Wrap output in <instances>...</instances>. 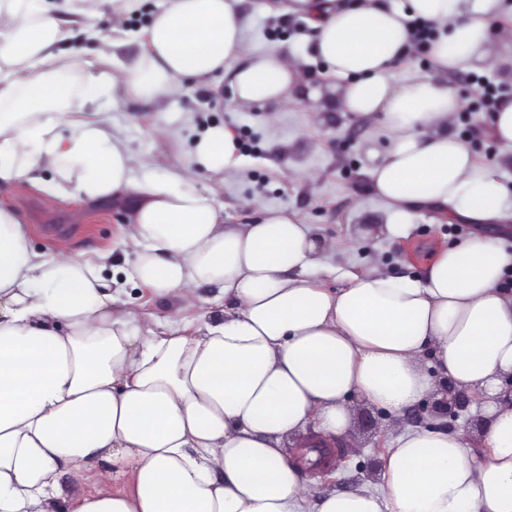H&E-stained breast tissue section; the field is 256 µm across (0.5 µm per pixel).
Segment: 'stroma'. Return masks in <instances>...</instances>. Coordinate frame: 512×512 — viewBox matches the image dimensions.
<instances>
[{
  "instance_id": "35a3bbf8",
  "label": "stroma",
  "mask_w": 512,
  "mask_h": 512,
  "mask_svg": "<svg viewBox=\"0 0 512 512\" xmlns=\"http://www.w3.org/2000/svg\"><path fill=\"white\" fill-rule=\"evenodd\" d=\"M268 2L245 0L243 4L252 16L249 44L261 50L280 43L289 58L304 60L309 83L296 93L292 104L235 105L231 84L224 80L194 86L188 94L160 107L140 100L114 104L108 109L113 122L125 129L137 153L153 158L150 172L154 175L175 161L181 148L191 147L193 130L224 125L240 145V165L223 179L206 177L202 183L216 188L225 223L253 224L265 210L283 209L314 225L327 241L341 244V251L333 255L337 265L367 264L377 258L391 275L423 274L429 255L465 238L469 225L448 222L441 212L422 208L408 238L387 245L384 253H375L373 246L386 218L366 173L368 122L343 111L340 90L323 79V64L313 54L312 31L305 15L267 13ZM482 76L502 90L503 101H512L511 69L493 67L481 75L458 71L448 79L469 105L478 96L476 82ZM488 119V113L471 112L455 119L452 129L479 159L499 166L511 177L512 162L503 161L499 147L486 134ZM47 179V174L38 170L33 178L0 185V207L18 206V221L30 245L39 251L64 253L76 261L108 251L113 267L124 266L119 241L127 229L133 201L90 202L73 195L52 196L46 191ZM113 308L132 312L138 321L161 330L173 320L190 331L197 326V308H185L181 298H158L130 284L120 289ZM349 405L348 430L333 441L346 459L336 483L326 485L307 477L305 490L310 502L375 483L379 457L373 444L379 436L409 429L414 415L422 416L428 425L437 422L430 414L432 400L428 397L399 413L380 409L357 394L351 396ZM105 469V462L98 460L86 475L64 473V503L98 490H122L123 482L105 478Z\"/></svg>"
}]
</instances>
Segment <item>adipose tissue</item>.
Masks as SVG:
<instances>
[{"mask_svg": "<svg viewBox=\"0 0 512 512\" xmlns=\"http://www.w3.org/2000/svg\"><path fill=\"white\" fill-rule=\"evenodd\" d=\"M138 0H0V183L43 170L50 193L130 197L125 282L160 297L209 286L224 297L195 333H162L113 310L110 254L78 262L28 244L0 208V512H58L63 470L110 462L125 491L77 499L71 512H512V182L451 130L463 106L449 73L495 66L512 0H279L310 13L313 50L344 111L371 119V188L388 239L407 238L419 207L471 224L420 278L378 263L336 272L333 247L296 215L268 211L228 226L202 174L240 158L221 125L186 161L146 173L112 102L156 104L231 75L234 101L290 97L304 79L282 47L250 50L243 0H163L138 30ZM433 29L428 71H401L410 24ZM94 49L71 47L75 31ZM130 59L115 50L126 41ZM340 274L344 287L328 288ZM479 392L481 447L463 430L391 437L377 486L308 506L284 436H339L348 398L399 412L438 380Z\"/></svg>", "mask_w": 512, "mask_h": 512, "instance_id": "adipose-tissue-1", "label": "adipose tissue"}]
</instances>
